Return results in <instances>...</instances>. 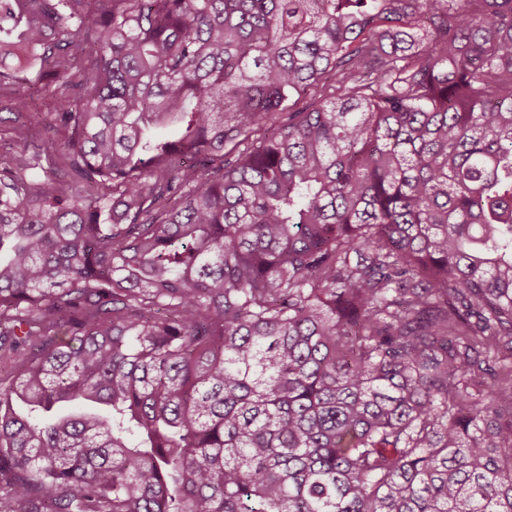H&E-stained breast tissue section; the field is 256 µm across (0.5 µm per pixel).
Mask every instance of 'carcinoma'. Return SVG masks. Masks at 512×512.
I'll return each mask as SVG.
<instances>
[{"label": "carcinoma", "instance_id": "obj_1", "mask_svg": "<svg viewBox=\"0 0 512 512\" xmlns=\"http://www.w3.org/2000/svg\"><path fill=\"white\" fill-rule=\"evenodd\" d=\"M23 79L0 512H512V0H0ZM20 93L25 94L27 97H31V103H32V111L31 112H37L39 113L38 116H36V120L34 124H38V128L42 134L43 138V146L46 147V143L48 140H57L58 135L55 133L56 129L53 128H47L45 129L43 126H55L53 117H54V111L53 109V98L51 94L43 89H41V86L38 87H31L28 84L22 85L20 88Z\"/></svg>", "mask_w": 512, "mask_h": 512}]
</instances>
